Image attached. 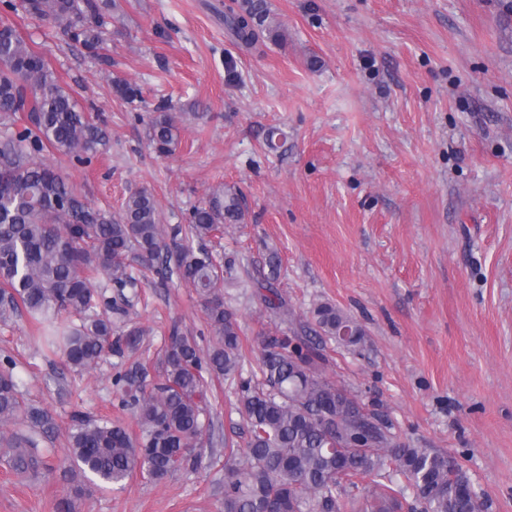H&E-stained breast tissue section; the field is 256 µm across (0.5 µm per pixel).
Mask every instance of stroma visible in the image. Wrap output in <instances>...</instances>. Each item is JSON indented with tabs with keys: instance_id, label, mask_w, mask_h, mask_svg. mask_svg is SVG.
<instances>
[{
	"instance_id": "stroma-1",
	"label": "stroma",
	"mask_w": 512,
	"mask_h": 512,
	"mask_svg": "<svg viewBox=\"0 0 512 512\" xmlns=\"http://www.w3.org/2000/svg\"><path fill=\"white\" fill-rule=\"evenodd\" d=\"M233 2L116 0L104 60L48 21L15 16L106 122L107 146L70 168L73 183L115 208L148 188L165 225L187 223L212 188L237 194L242 223L209 246L230 268L243 378L263 336L290 324L256 288L271 246L293 321L329 302L366 332L356 350L327 342V378L387 415L407 445L456 456L489 512H512V0H269L281 36L253 50L224 25ZM109 72L136 81L145 106L116 98ZM159 107L180 133L166 157L148 146ZM128 318L146 331L150 365L171 323L210 344L196 292L155 276ZM8 358L26 403L55 419L41 445L56 459L73 412L116 416L112 378L127 358L75 371L24 315L0 321ZM214 395L196 472L159 483L136 473L75 512H224V441L243 442L246 424L230 382ZM64 494L59 474H17L0 459V512H56Z\"/></svg>"
}]
</instances>
